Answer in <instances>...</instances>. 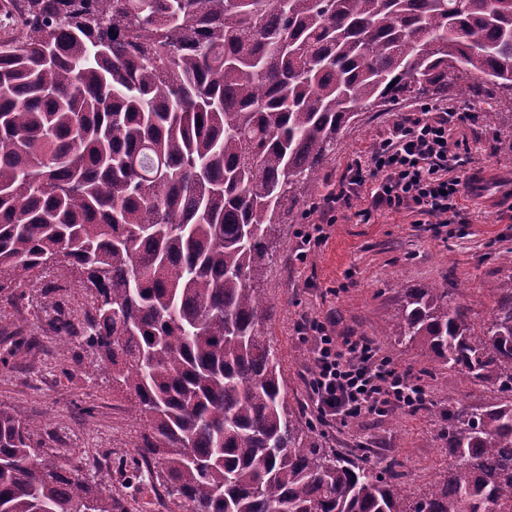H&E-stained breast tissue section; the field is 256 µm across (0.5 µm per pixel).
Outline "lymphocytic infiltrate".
Wrapping results in <instances>:
<instances>
[{
    "instance_id": "f902f5d3",
    "label": "lymphocytic infiltrate",
    "mask_w": 512,
    "mask_h": 512,
    "mask_svg": "<svg viewBox=\"0 0 512 512\" xmlns=\"http://www.w3.org/2000/svg\"><path fill=\"white\" fill-rule=\"evenodd\" d=\"M453 103L421 104L394 122L385 138L356 158L326 199L327 211L351 208L362 187L375 209L406 208L429 224L461 223L469 163L453 127L470 121ZM334 315L302 317L297 329L311 341L307 386L313 413L324 426H344L393 410L414 415L429 402L421 377L398 368L368 336L333 335Z\"/></svg>"
}]
</instances>
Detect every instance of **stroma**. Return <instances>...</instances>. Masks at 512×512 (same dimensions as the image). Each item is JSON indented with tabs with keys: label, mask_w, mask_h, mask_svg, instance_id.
<instances>
[{
	"label": "stroma",
	"mask_w": 512,
	"mask_h": 512,
	"mask_svg": "<svg viewBox=\"0 0 512 512\" xmlns=\"http://www.w3.org/2000/svg\"><path fill=\"white\" fill-rule=\"evenodd\" d=\"M415 105L412 99L400 101L392 112H364L352 122L320 173L318 192L302 202L301 223L282 225L276 259L263 282L273 307L267 330L278 348L290 406L309 405L304 370L310 345L295 331L304 314L322 317L335 311L336 334L376 337L399 367L434 370L436 378L428 387L432 409L319 429L324 446L341 454L362 450L375 462L398 459L400 483L410 498L448 466L438 435L449 404H481L489 395L432 358L404 352L394 338L377 336L376 330L394 313L404 289L434 284L456 286V298L470 308L472 318H488L494 304L491 288L506 272L497 256L512 250V211H489L469 194L462 201L464 223L444 228L419 223L416 213L403 208L361 217L360 209L370 201L365 187L353 209L325 214L324 199L346 167L384 138L393 113H407ZM466 107L473 119L456 125L454 137L471 153L469 171L512 174V158L495 150L500 136L512 131V99L497 103L482 95ZM488 112L498 113V120L486 121ZM323 223L327 242L303 251V234ZM53 279V272H44L25 286L21 299L0 291V352L14 342L21 346L18 358L0 365V404L24 406L40 420L50 453L70 472L121 494L124 480L114 461L131 457L140 424L127 412V394L113 388L91 353H83L79 369L65 370L57 355L58 338L48 325L50 299L44 286Z\"/></svg>",
	"instance_id": "obj_1"
}]
</instances>
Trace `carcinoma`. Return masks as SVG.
I'll list each match as a JSON object with an SVG mask.
<instances>
[{"instance_id": "obj_1", "label": "carcinoma", "mask_w": 512, "mask_h": 512, "mask_svg": "<svg viewBox=\"0 0 512 512\" xmlns=\"http://www.w3.org/2000/svg\"><path fill=\"white\" fill-rule=\"evenodd\" d=\"M0 290L56 258L73 339L145 421L120 472L170 512H512V273L475 326L406 288L380 331L490 393L448 408V469L410 500L400 463L323 447L288 407L260 285L282 224L361 112L512 92V0H0ZM0 405V512H130Z\"/></svg>"}]
</instances>
